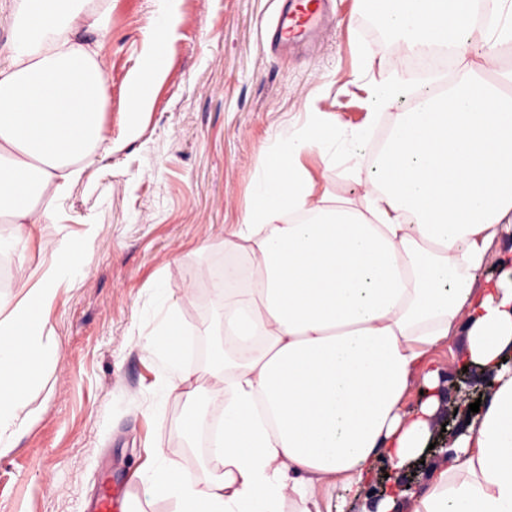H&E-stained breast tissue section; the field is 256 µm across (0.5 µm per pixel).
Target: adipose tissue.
<instances>
[{
	"mask_svg": "<svg viewBox=\"0 0 512 512\" xmlns=\"http://www.w3.org/2000/svg\"><path fill=\"white\" fill-rule=\"evenodd\" d=\"M512 0H485L491 25L467 20L475 0H362L394 36L400 56L437 46L478 57L449 89L398 113L381 156L369 127L336 129L318 117L264 152L254 203L224 232L245 252L242 284L216 288L226 347L206 370L182 366L185 324L168 312L140 346L168 370L165 393L182 404L195 436L201 399L223 398L215 467L190 477L158 457L149 481L174 512H322L344 503L377 463L403 472L430 442L444 385L433 349L465 334L470 362L491 373L483 409L449 443L446 462L411 493L410 512H512V277L475 295L490 246L512 227ZM92 0H0V249L27 246L101 144L106 83L87 28L105 29ZM347 152L360 203L327 202L302 164L325 169ZM37 278L0 301V448L30 422L28 393L57 360L43 314L69 279L82 242L49 243ZM427 397L417 416L402 401L413 378Z\"/></svg>",
	"mask_w": 512,
	"mask_h": 512,
	"instance_id": "1",
	"label": "adipose tissue"
}]
</instances>
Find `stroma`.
Masks as SVG:
<instances>
[{
  "label": "stroma",
  "mask_w": 512,
  "mask_h": 512,
  "mask_svg": "<svg viewBox=\"0 0 512 512\" xmlns=\"http://www.w3.org/2000/svg\"><path fill=\"white\" fill-rule=\"evenodd\" d=\"M110 11L97 42L106 88L102 116L112 144L83 178L50 205L44 238L86 241L87 254L48 314L59 358L31 394L33 419L0 453V512H88L105 469L128 478L127 512H171L153 495L151 449L196 475L182 447L176 398L159 401L163 362L139 340L166 311L183 318L187 339L211 343L224 321L214 290L199 276L225 257L224 227L239 223L259 180V155L278 146L311 113L351 128L394 123L403 102L371 115V94L388 83L398 60L360 0H333V19L311 52L280 54L270 28L281 0H176L173 35L154 63L148 26L157 0H101ZM156 64L157 78L133 108L135 73ZM317 194L360 201L363 189L346 164L324 171L303 159ZM38 246L6 256L0 296L48 263ZM168 286L161 297L157 289ZM455 335L430 355L453 400L465 364Z\"/></svg>",
  "instance_id": "obj_1"
}]
</instances>
